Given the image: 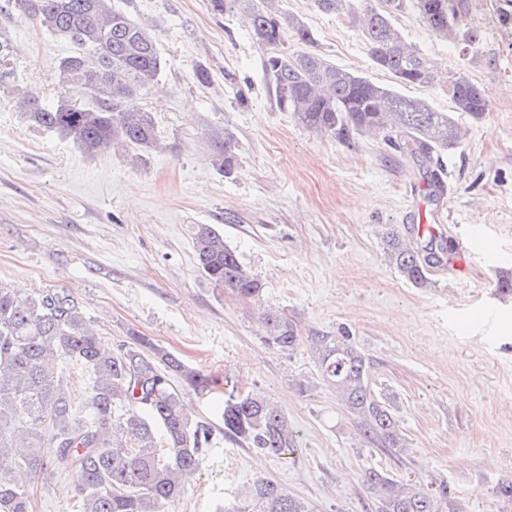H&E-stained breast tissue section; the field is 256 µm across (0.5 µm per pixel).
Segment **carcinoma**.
<instances>
[{"mask_svg":"<svg viewBox=\"0 0 512 512\" xmlns=\"http://www.w3.org/2000/svg\"><path fill=\"white\" fill-rule=\"evenodd\" d=\"M471 0H382V6L353 9L348 17L366 41L375 67L389 75L380 83L340 67L314 50L313 34L279 0L247 7L245 27L264 51L266 90L277 107L298 123L340 141L381 134L411 155L428 173L429 198L444 188L431 169L434 155L459 141L458 116L481 120L489 91L463 72H448L453 111L404 95L408 85L441 81L394 24L412 6L438 38L466 46L477 32L467 26ZM21 15L70 44L56 66L64 97L46 105L25 91L18 107L31 125L57 134L87 156L116 145L141 151L159 148L157 121L137 99L159 81L164 59L146 25L134 21L113 0H0V17ZM294 33L303 48L290 52ZM15 48L0 25V90L19 91ZM210 161L220 174L235 169L236 138L210 136ZM390 263L417 288L429 286V272L448 254V243L432 236L420 246L386 233ZM199 272L216 288L257 298L263 284L224 242L215 224L194 233ZM261 328L268 345L281 352L297 348L298 325L278 310H265ZM104 351L91 321L65 290L22 296L0 282V512H31L33 493L15 480L25 471L44 480L69 477L77 487L74 512H169L200 470L211 432L194 419L172 385L177 375L200 394L217 381L188 366L146 336ZM318 370L342 404L360 422L366 439L381 448L405 451V439L386 401L371 385L372 366L349 335L313 336ZM65 361L89 375L85 396L77 397L55 367ZM224 436L246 448L280 456L296 448L288 416L264 396L224 394ZM378 512H438L448 486L396 480L373 470L365 479ZM226 512H311L309 504L281 485L258 479Z\"/></svg>","mask_w":512,"mask_h":512,"instance_id":"obj_1","label":"carcinoma"}]
</instances>
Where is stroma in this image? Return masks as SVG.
Here are the masks:
<instances>
[{"label": "stroma", "mask_w": 512, "mask_h": 512, "mask_svg": "<svg viewBox=\"0 0 512 512\" xmlns=\"http://www.w3.org/2000/svg\"><path fill=\"white\" fill-rule=\"evenodd\" d=\"M146 23L165 60L158 87L138 104L157 118L162 149L132 167L126 147L82 154L30 126L0 94V281L19 293L62 288L116 348L129 330L211 376L201 396L177 381L212 444L171 512H224L245 486L274 481L312 512H377L364 479L446 483L455 512H512L499 484L512 481V26L473 0L479 40H438L413 11L397 27L436 68L463 71L490 92L482 121L462 119L464 141L441 152L448 184L428 203L423 173L383 138L343 142L299 125L266 93L263 52L237 17L209 0H114ZM312 31L314 50L377 82L360 31L318 0H280ZM20 49L22 89L56 103L57 61L71 51L29 20L8 21ZM206 67L209 84L198 83ZM231 128L236 170L209 161L212 132ZM218 224L263 285L246 300L199 273L196 225ZM429 224L454 244L433 284L418 288L390 264L384 231ZM280 309L302 342L281 352L265 341L257 313ZM348 330L372 363L405 438L394 456L364 438L357 418L319 374L307 342ZM257 391L288 416L293 454L274 457L224 435V384ZM33 512H71L75 484L33 485Z\"/></svg>", "instance_id": "stroma-1"}]
</instances>
